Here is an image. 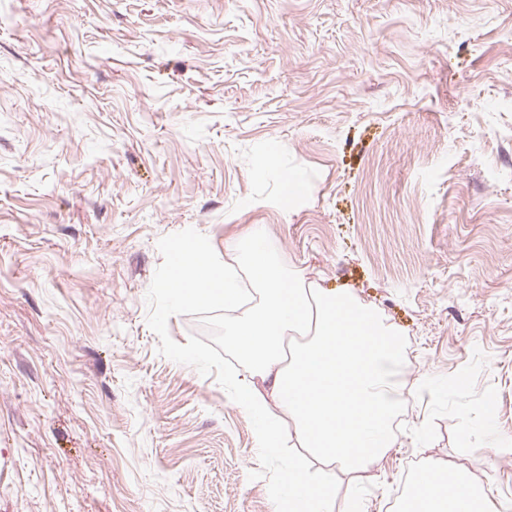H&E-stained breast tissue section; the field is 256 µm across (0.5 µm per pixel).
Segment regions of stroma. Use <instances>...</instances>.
<instances>
[{
  "mask_svg": "<svg viewBox=\"0 0 512 512\" xmlns=\"http://www.w3.org/2000/svg\"><path fill=\"white\" fill-rule=\"evenodd\" d=\"M255 227L402 334L366 512L428 460L512 512V0H0V512H275L224 307L168 292Z\"/></svg>",
  "mask_w": 512,
  "mask_h": 512,
  "instance_id": "obj_1",
  "label": "stroma"
}]
</instances>
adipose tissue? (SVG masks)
Instances as JSON below:
<instances>
[{"label":"adipose tissue","mask_w":512,"mask_h":512,"mask_svg":"<svg viewBox=\"0 0 512 512\" xmlns=\"http://www.w3.org/2000/svg\"><path fill=\"white\" fill-rule=\"evenodd\" d=\"M260 231L234 243L238 267L206 260L195 240L177 253L169 283L176 299L222 303L234 313L224 334L244 363L230 376L240 404L263 415L257 442L289 445L294 454L276 494V512H333L330 479L311 472L308 458L325 469L361 477L396 441L402 403L398 369L405 362L399 331L357 296L323 287L257 248ZM248 278L252 291L239 288ZM400 512H500L492 493L468 475L426 464Z\"/></svg>","instance_id":"adipose-tissue-1"}]
</instances>
